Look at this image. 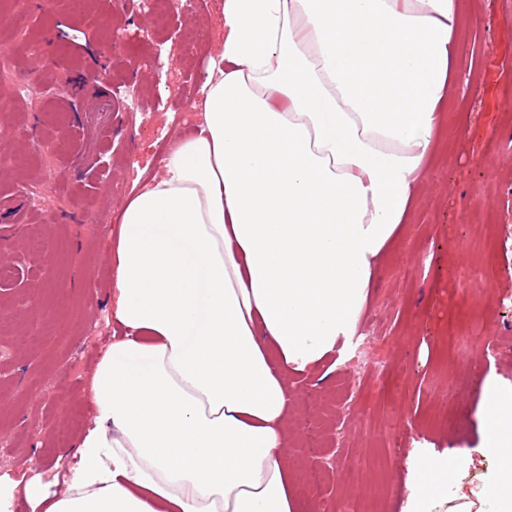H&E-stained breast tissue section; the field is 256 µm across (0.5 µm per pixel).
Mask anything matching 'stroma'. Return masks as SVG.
<instances>
[{
  "label": "stroma",
  "mask_w": 512,
  "mask_h": 512,
  "mask_svg": "<svg viewBox=\"0 0 512 512\" xmlns=\"http://www.w3.org/2000/svg\"><path fill=\"white\" fill-rule=\"evenodd\" d=\"M0 28V197L46 187L25 223L0 212V476L43 480L90 423L88 383L112 340L110 237L137 175L158 174L190 131L215 46L216 0L171 11L138 0H36ZM448 137L410 224L378 267L354 335L304 376L288 456L310 512H413L426 455L451 460L430 512H493L486 388L512 387V0H468ZM37 71L41 89L20 74ZM136 86L131 109L127 85ZM107 209L104 224L92 213Z\"/></svg>",
  "instance_id": "stroma-1"
}]
</instances>
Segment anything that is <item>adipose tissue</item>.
Here are the masks:
<instances>
[{
	"label": "adipose tissue",
	"instance_id": "adipose-tissue-1",
	"mask_svg": "<svg viewBox=\"0 0 512 512\" xmlns=\"http://www.w3.org/2000/svg\"><path fill=\"white\" fill-rule=\"evenodd\" d=\"M463 0H217L191 135L123 204L91 424L44 512H302L287 459L311 373L352 335L459 89ZM512 512V390L481 409ZM419 466L414 512L446 498Z\"/></svg>",
	"mask_w": 512,
	"mask_h": 512
}]
</instances>
